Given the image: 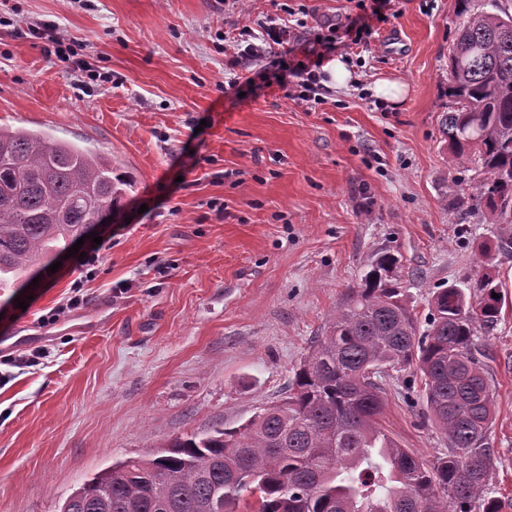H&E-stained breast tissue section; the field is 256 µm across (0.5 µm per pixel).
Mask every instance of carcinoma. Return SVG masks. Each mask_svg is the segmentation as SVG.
Returning a JSON list of instances; mask_svg holds the SVG:
<instances>
[{
    "label": "carcinoma",
    "instance_id": "cac0c4a2",
    "mask_svg": "<svg viewBox=\"0 0 512 512\" xmlns=\"http://www.w3.org/2000/svg\"><path fill=\"white\" fill-rule=\"evenodd\" d=\"M458 0L448 53L442 122L448 152L473 159L484 177L468 207L506 225L497 251L512 253V12ZM125 182L111 161L25 128L0 127V286L15 288L46 269L96 215L120 208ZM398 259L380 255L349 290L279 403L238 429L175 437L147 457L117 461L66 497L60 512H503L487 495L497 460L487 431L494 393L478 358L475 324L502 318L498 277L484 273L473 293L435 292L420 330L401 287ZM498 297H492V294ZM415 367L448 455L427 460L379 426L381 378Z\"/></svg>",
    "mask_w": 512,
    "mask_h": 512
}]
</instances>
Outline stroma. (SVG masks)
<instances>
[{
  "instance_id": "stroma-1",
  "label": "stroma",
  "mask_w": 512,
  "mask_h": 512,
  "mask_svg": "<svg viewBox=\"0 0 512 512\" xmlns=\"http://www.w3.org/2000/svg\"><path fill=\"white\" fill-rule=\"evenodd\" d=\"M457 4L393 0L378 18L353 0H0V125L104 155L129 183L91 277L71 257L36 285L0 288V344L46 352L0 366V512H59L113 462L240 426L284 398L382 253L398 258L419 321L436 289L473 286L481 246L503 229L459 205L476 166L454 165L442 137ZM287 6L307 8L314 27L348 14L371 28L363 45H336L354 85L312 110L285 97L268 61L231 70L216 50L228 21L253 27ZM39 22L58 24L111 82L78 91L71 63L16 37ZM381 79L406 84L399 105L373 96ZM492 263L509 305L476 336L496 404L488 492L512 498V255ZM80 277L87 304L42 326ZM383 385L385 432L425 459L446 455L416 369Z\"/></svg>"
}]
</instances>
